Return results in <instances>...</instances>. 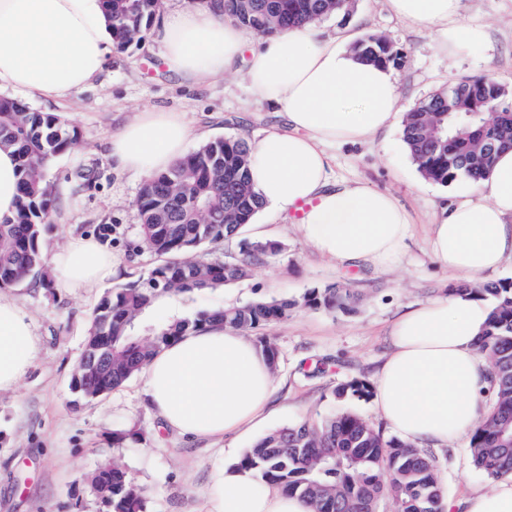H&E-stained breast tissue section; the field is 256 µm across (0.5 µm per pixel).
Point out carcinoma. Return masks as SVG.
Masks as SVG:
<instances>
[{
    "label": "carcinoma",
    "mask_w": 512,
    "mask_h": 512,
    "mask_svg": "<svg viewBox=\"0 0 512 512\" xmlns=\"http://www.w3.org/2000/svg\"><path fill=\"white\" fill-rule=\"evenodd\" d=\"M222 14L258 35L272 36L303 27L333 14L348 13L349 0H216ZM113 48L122 52L141 41L152 27L157 0H106ZM366 59L399 66L404 55L380 37L358 42ZM504 87L479 77L461 90L448 112V93L433 94L416 103L403 118L402 139L419 171L435 183H475L489 172L496 154L512 146V106L504 104ZM474 108L483 118L470 120ZM442 129L431 135L432 126ZM82 147L78 131L59 114L37 111L23 102L0 96V148L19 158L21 198L17 212L0 220V288L35 284L52 287L44 268L47 226L57 204L45 176L50 162ZM250 146L242 137L214 138L168 170L148 177L135 200L142 247L160 261L142 280L107 292L94 309L83 352L112 345V372L85 375L76 366L71 380L73 404L98 399L135 375L157 349L205 328L218 319L224 326L251 332L288 316L294 302L255 300L231 308L203 309L176 316L140 332L142 314L161 297L191 298L244 277L251 266L271 262L280 246L272 242H241L240 257L226 261L204 246L237 238L252 223L260 201L249 169ZM217 216L208 224L192 201ZM455 296H475L487 302L489 316L478 339L488 354L495 385L489 414L471 433L469 453L487 476L512 473V281L481 287L460 285ZM305 304L331 312L353 310L354 293L345 284L313 291ZM272 367L279 352L266 336L256 337ZM369 385L341 384L334 396L362 395ZM264 482L297 494L311 512H378L390 501L394 512H443L438 461L426 449L396 437H386L361 416L333 412L317 421L278 428L255 442L234 464ZM91 488L110 512H147V501L127 472L116 464L98 469Z\"/></svg>",
    "instance_id": "cac0c4a2"
}]
</instances>
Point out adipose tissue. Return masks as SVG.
Masks as SVG:
<instances>
[{"label":"adipose tissue","mask_w":512,"mask_h":512,"mask_svg":"<svg viewBox=\"0 0 512 512\" xmlns=\"http://www.w3.org/2000/svg\"><path fill=\"white\" fill-rule=\"evenodd\" d=\"M459 0H384L401 20L431 27L440 50L480 42L458 22ZM167 70L188 86L247 64L259 100L283 112L288 132L270 129L251 151V180L262 212L296 220L305 242L344 268L382 269L409 236V212L391 194L330 176L327 148L361 143L390 126L398 94L390 68L362 58L351 39L318 40L292 28L247 46L243 27L208 0L165 10L155 31ZM112 49L105 0H0V91L62 100L92 84ZM192 130L183 113L147 108L112 134L114 167L151 175L185 157ZM475 195L442 207L427 244L435 260L472 280L512 260V148L476 182ZM49 263L78 293L117 270L101 240L70 236ZM486 302L464 297L409 307L390 331V351L373 384L375 408L402 441L439 450L470 432L490 408L492 383L477 338ZM42 351L28 312L0 294V394L16 391ZM146 401L162 426L191 440H225L266 419L273 374L254 341L214 323L151 357L141 373ZM445 512H512V475L493 479ZM206 512H310L296 495L227 469Z\"/></svg>","instance_id":"1"}]
</instances>
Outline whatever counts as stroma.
Wrapping results in <instances>:
<instances>
[{
  "mask_svg": "<svg viewBox=\"0 0 512 512\" xmlns=\"http://www.w3.org/2000/svg\"><path fill=\"white\" fill-rule=\"evenodd\" d=\"M460 13L481 25L484 37L449 54L437 49L434 32L394 16L383 0H352L347 16H325L314 29L322 39L376 35L402 52L405 62L395 70L402 113L464 77L491 73L512 93V0H460ZM31 106L60 114L83 141L80 153L58 156L48 172L59 197L46 250L62 246L68 235H91L109 244L119 272L87 292L57 285L6 291L31 316L43 351L18 390L0 396V512H107L90 478L100 465L112 462L124 466L142 488L148 512H205L217 473L233 465L258 436L343 410L384 429L372 396L338 401L333 392L350 380L373 381L389 351L390 328L408 306L446 296L459 286V278L430 253L427 237L434 212L472 196V184L444 186L426 179L405 150L401 121H394L369 142L328 149L334 179L391 193L409 211L410 236L391 266L379 272L342 269L307 245L294 224L263 215L244 227L241 240L280 243L282 250L270 264L191 300L164 299L144 315V323L152 324L191 309L295 300L287 318L257 330L279 350L272 411L257 433L241 435L224 449L161 428L138 376L100 399L72 402L71 376L94 307L107 291L146 276L157 263L140 246L135 200L143 179L113 168L108 141L129 113L143 107L184 112L204 140L242 136L251 143L265 129L283 126L281 113L258 101L240 74L198 86L181 84L165 70L160 47L148 36L124 52H113L93 85L65 100H35ZM340 283L348 284L356 297L354 312L305 305L311 290ZM130 430L142 434V441L114 443V433ZM468 446L464 436L435 453L447 498L460 499L488 482Z\"/></svg>",
  "mask_w": 512,
  "mask_h": 512,
  "instance_id": "stroma-1",
  "label": "stroma"
}]
</instances>
